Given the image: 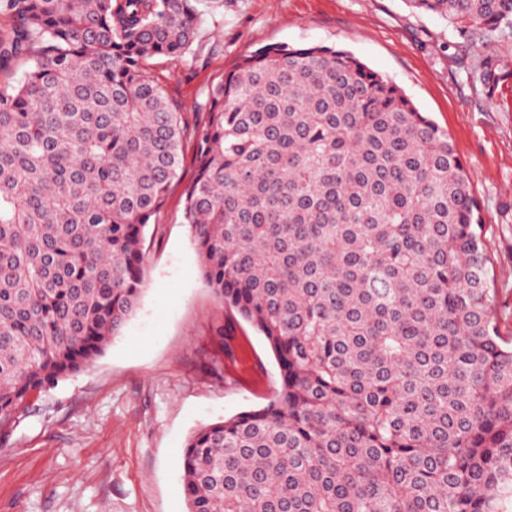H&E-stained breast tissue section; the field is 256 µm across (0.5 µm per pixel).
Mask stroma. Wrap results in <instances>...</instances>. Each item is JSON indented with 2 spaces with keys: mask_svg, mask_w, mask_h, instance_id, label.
<instances>
[{
  "mask_svg": "<svg viewBox=\"0 0 512 512\" xmlns=\"http://www.w3.org/2000/svg\"><path fill=\"white\" fill-rule=\"evenodd\" d=\"M210 50L151 60L186 123L212 84L258 47L335 46L394 82L444 130L484 223L504 335H512V83L486 99L462 78L450 27L405 0H224L206 14ZM180 178L145 231L146 283L120 334L85 372L31 398L0 441V512H187L180 460L201 425L266 404L278 369L261 336L209 288L187 224L195 176Z\"/></svg>",
  "mask_w": 512,
  "mask_h": 512,
  "instance_id": "1",
  "label": "stroma"
}]
</instances>
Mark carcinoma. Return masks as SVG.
Segmentation results:
<instances>
[{
    "label": "carcinoma",
    "mask_w": 512,
    "mask_h": 512,
    "mask_svg": "<svg viewBox=\"0 0 512 512\" xmlns=\"http://www.w3.org/2000/svg\"><path fill=\"white\" fill-rule=\"evenodd\" d=\"M219 0H0V437L89 369L144 291V229L187 131L147 70L194 59ZM449 23L472 87L512 64V0H405ZM185 191L202 276L280 373L198 428L188 512H502L512 336L463 166L352 53L264 46L213 84Z\"/></svg>",
    "instance_id": "1"
}]
</instances>
